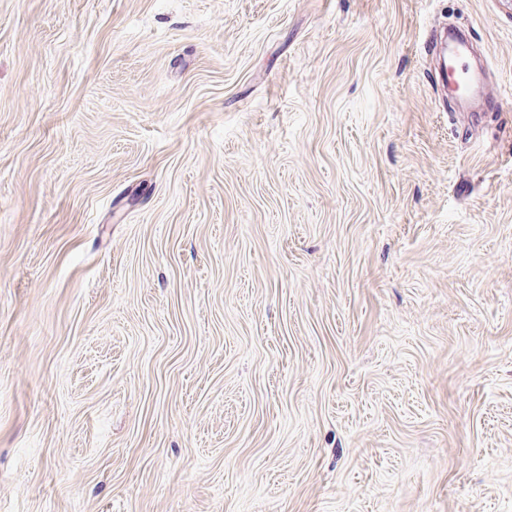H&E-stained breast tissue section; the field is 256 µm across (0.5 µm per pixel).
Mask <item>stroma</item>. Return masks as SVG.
<instances>
[{
    "label": "stroma",
    "instance_id": "35a3bbf8",
    "mask_svg": "<svg viewBox=\"0 0 512 512\" xmlns=\"http://www.w3.org/2000/svg\"><path fill=\"white\" fill-rule=\"evenodd\" d=\"M0 512H512V0H0ZM448 39L456 42L454 52L448 59V68L451 70V83L448 84V93L459 100H467L480 92L483 88L481 78L471 69L467 60V47L455 36L448 35Z\"/></svg>",
    "mask_w": 512,
    "mask_h": 512
}]
</instances>
